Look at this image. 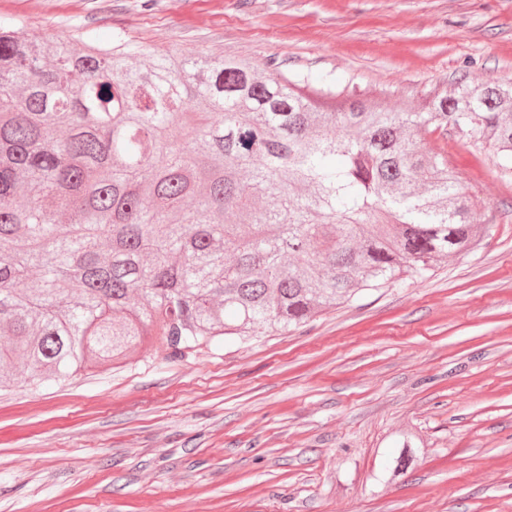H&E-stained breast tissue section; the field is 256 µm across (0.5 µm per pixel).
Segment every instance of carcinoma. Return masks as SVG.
Instances as JSON below:
<instances>
[{
  "mask_svg": "<svg viewBox=\"0 0 512 512\" xmlns=\"http://www.w3.org/2000/svg\"><path fill=\"white\" fill-rule=\"evenodd\" d=\"M118 40L78 51L0 23V362L36 384L286 330L473 240L448 128L512 169V85L397 112L356 90ZM192 205H185L186 199Z\"/></svg>",
  "mask_w": 512,
  "mask_h": 512,
  "instance_id": "cac0c4a2",
  "label": "carcinoma"
}]
</instances>
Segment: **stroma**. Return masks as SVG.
<instances>
[{
  "instance_id": "35a3bbf8",
  "label": "stroma",
  "mask_w": 512,
  "mask_h": 512,
  "mask_svg": "<svg viewBox=\"0 0 512 512\" xmlns=\"http://www.w3.org/2000/svg\"><path fill=\"white\" fill-rule=\"evenodd\" d=\"M45 42L227 55L420 111L512 79V0H0ZM468 249L305 327L0 391V512H512V172L427 135Z\"/></svg>"
}]
</instances>
